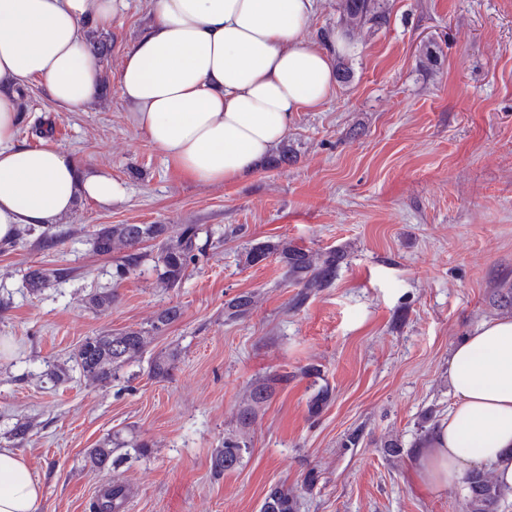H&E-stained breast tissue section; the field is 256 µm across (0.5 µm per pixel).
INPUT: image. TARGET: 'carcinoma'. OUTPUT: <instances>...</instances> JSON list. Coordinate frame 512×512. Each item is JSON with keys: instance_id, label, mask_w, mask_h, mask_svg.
<instances>
[{"instance_id": "obj_1", "label": "carcinoma", "mask_w": 512, "mask_h": 512, "mask_svg": "<svg viewBox=\"0 0 512 512\" xmlns=\"http://www.w3.org/2000/svg\"><path fill=\"white\" fill-rule=\"evenodd\" d=\"M387 22L383 0H345L340 6L338 23L346 29H360L367 24L382 26ZM157 242L154 256L141 251L146 241ZM223 236L201 224H183L176 235L168 234L166 224H110L97 229L92 238L95 252L110 256L117 250L123 254L116 258V273L122 277L137 268L145 260L152 261L151 270L156 281L164 288H176L187 276L191 265L199 255L205 253L214 243L222 242ZM273 254L279 255L286 267L288 278L300 291L291 301L294 310L302 307L307 299L332 286L337 270L345 259L344 252L305 251L292 247L286 242H258L245 248V262L258 264ZM58 275L55 269L35 268L26 274L27 284L32 293H38L51 279ZM254 305L253 296L240 294L224 303V320L236 322L249 316ZM182 311L177 306L163 309L149 329H129L120 333L103 331L86 337L75 349L71 361L89 381L102 382L115 377L132 359L141 355L152 335L164 332L177 321ZM288 381L280 375L265 379L249 392L248 403L238 413L241 428L251 425L259 408L272 397L274 387ZM119 446L112 441L100 443L87 452V462L95 471H112L117 458L114 454ZM250 453V444L242 434L224 437L221 447L213 450L211 469L221 476L241 466L244 457ZM467 491V512H499L512 491L496 483L482 470H472L464 478ZM128 498V486L119 479H112L90 505V512H122ZM298 496L279 486H273L266 493L260 512H297Z\"/></svg>"}]
</instances>
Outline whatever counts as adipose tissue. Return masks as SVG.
<instances>
[{
    "mask_svg": "<svg viewBox=\"0 0 512 512\" xmlns=\"http://www.w3.org/2000/svg\"><path fill=\"white\" fill-rule=\"evenodd\" d=\"M318 0H150L153 27L118 74L132 121L185 178L237 182L255 172L288 133L295 113L335 93L331 52L306 38ZM117 0H0V241L21 225L52 227L88 200L124 202L123 181L87 170L53 144L17 142V92L44 83L77 111L94 96L98 62L85 25L106 27ZM453 405L429 447L421 481L442 491L473 468L512 486V318L478 325L448 356ZM43 487L24 460L0 448V512H40Z\"/></svg>",
    "mask_w": 512,
    "mask_h": 512,
    "instance_id": "ef3b65f1",
    "label": "adipose tissue"
}]
</instances>
